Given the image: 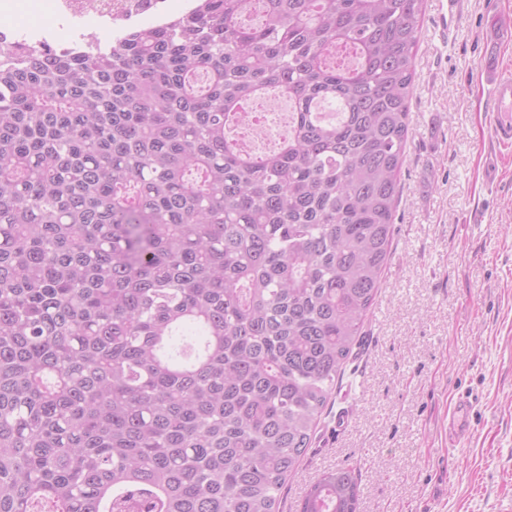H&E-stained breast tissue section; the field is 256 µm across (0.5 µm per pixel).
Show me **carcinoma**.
<instances>
[{
    "instance_id": "carcinoma-1",
    "label": "carcinoma",
    "mask_w": 512,
    "mask_h": 512,
    "mask_svg": "<svg viewBox=\"0 0 512 512\" xmlns=\"http://www.w3.org/2000/svg\"><path fill=\"white\" fill-rule=\"evenodd\" d=\"M424 7L0 39V512H283L387 265ZM270 93L288 138L250 155ZM357 493L326 471L297 512ZM286 108L272 97L261 98L250 104L247 107L245 121L241 126V136L244 146L250 149L255 146L258 140H262V142H266V145L271 151L275 150V143L277 142L275 136L279 134L278 132L273 133L271 129L264 124L262 117L265 113L269 112H286ZM256 115H259V122L256 121L258 118Z\"/></svg>"
}]
</instances>
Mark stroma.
Segmentation results:
<instances>
[{"label":"stroma","instance_id":"35a3bbf8","mask_svg":"<svg viewBox=\"0 0 512 512\" xmlns=\"http://www.w3.org/2000/svg\"><path fill=\"white\" fill-rule=\"evenodd\" d=\"M27 3L21 25L109 37L84 17L52 26L48 0ZM503 69L512 0H425L390 257L283 512L348 465L358 512H512V147L487 126ZM462 397L470 428L454 444Z\"/></svg>","mask_w":512,"mask_h":512}]
</instances>
